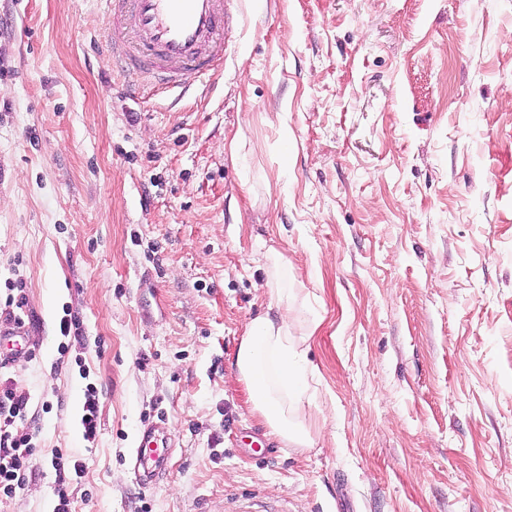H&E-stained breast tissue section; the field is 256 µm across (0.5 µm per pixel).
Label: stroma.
Instances as JSON below:
<instances>
[{"label": "stroma", "mask_w": 512, "mask_h": 512, "mask_svg": "<svg viewBox=\"0 0 512 512\" xmlns=\"http://www.w3.org/2000/svg\"><path fill=\"white\" fill-rule=\"evenodd\" d=\"M237 6L222 74L134 100L96 0H0V303L28 327L0 382L38 448L0 512H54L58 448L70 512H512V0ZM271 249L307 448L236 375ZM91 386L86 388L85 400L83 404V414L81 417V424L84 429V437L88 440H94L97 435L98 428V411H99V396L97 389ZM167 427L164 422H144L134 448L128 455V466L136 480L143 486H151L165 474L171 455ZM52 466L56 471L58 481V504L56 505L55 512H69V499L64 489V485L72 480L73 476H78L83 471V462L73 459L67 453H63L60 449L55 450L52 457Z\"/></svg>", "instance_id": "35a3bbf8"}]
</instances>
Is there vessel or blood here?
<instances>
[{
    "label": "vessel or blood",
    "mask_w": 512,
    "mask_h": 512,
    "mask_svg": "<svg viewBox=\"0 0 512 512\" xmlns=\"http://www.w3.org/2000/svg\"><path fill=\"white\" fill-rule=\"evenodd\" d=\"M100 51L125 61L130 91L142 79L184 88L224 68V28L234 0H100ZM171 444L165 423L144 422L128 465L144 486L165 474Z\"/></svg>",
    "instance_id": "b4317fda"
}]
</instances>
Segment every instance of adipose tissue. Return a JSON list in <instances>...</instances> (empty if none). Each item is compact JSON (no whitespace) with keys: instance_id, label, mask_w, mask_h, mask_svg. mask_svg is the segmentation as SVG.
Wrapping results in <instances>:
<instances>
[{"instance_id":"ef3b65f1","label":"adipose tissue","mask_w":512,"mask_h":512,"mask_svg":"<svg viewBox=\"0 0 512 512\" xmlns=\"http://www.w3.org/2000/svg\"><path fill=\"white\" fill-rule=\"evenodd\" d=\"M306 341V336L294 335L287 317L258 318L249 324L236 356L247 400L270 436L302 448L310 443V426L294 380L305 362Z\"/></svg>"}]
</instances>
